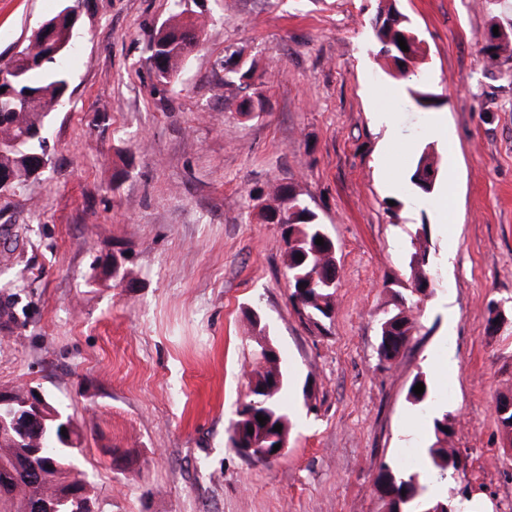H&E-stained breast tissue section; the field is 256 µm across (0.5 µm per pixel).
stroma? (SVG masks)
Masks as SVG:
<instances>
[{"mask_svg":"<svg viewBox=\"0 0 512 512\" xmlns=\"http://www.w3.org/2000/svg\"><path fill=\"white\" fill-rule=\"evenodd\" d=\"M63 5L0 0V61ZM378 6L189 0L202 41L163 86L148 42L174 0H83L63 60L70 97L48 123L52 164L0 197V226L19 231L0 283L22 291L20 326L0 335V390L33 386L62 404L97 512H384L380 465L423 453L438 408L457 417L466 468L426 488L454 501L468 487L485 512H512L495 414L512 395V319L485 332L489 303L512 304V78L481 54L490 24L512 22V0H396L441 101L429 112L392 93ZM229 54L253 66L267 112L240 115L225 95ZM382 108L396 120L388 147ZM436 118L448 139L431 135ZM426 148L438 183L454 181L453 255L439 193L410 188ZM273 183L297 186L336 243L324 329L289 300L282 229L261 211ZM420 230L432 293L406 349L383 362L380 324ZM116 258L132 284L113 279ZM253 311L290 378L288 448L269 463L241 456L228 432L259 351ZM419 373L435 406L406 398Z\"/></svg>","mask_w":512,"mask_h":512,"instance_id":"stroma-1","label":"stroma"}]
</instances>
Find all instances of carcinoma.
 Instances as JSON below:
<instances>
[{"mask_svg":"<svg viewBox=\"0 0 512 512\" xmlns=\"http://www.w3.org/2000/svg\"><path fill=\"white\" fill-rule=\"evenodd\" d=\"M186 8L175 11L160 26L148 43V60L156 78L168 83L174 78L187 54L194 48L190 35L200 31V24L187 17ZM50 31L31 34L25 44L10 58L13 71L0 78V173L11 175L15 187L29 182L31 172L51 161L47 147L46 121L68 99V81L60 69V61L68 53L63 40L72 25L70 14L59 11L46 20ZM378 55L388 61L391 75L413 83L410 95L415 104L428 108L423 100L429 95L417 72L422 58V41L411 28L394 0L380 6L373 26ZM406 40L408 50H401L398 37ZM488 69L502 72V66L512 62V37L495 45L481 47ZM253 77V67L237 66L233 56L224 58V90L234 95ZM438 172L434 154L425 149L416 159L410 177L411 189L432 193ZM271 200L272 224L283 227L285 260L289 273L291 301L300 318L320 328L331 319L338 272L335 256L329 246L315 243L330 236L315 211L300 197L291 184H273L268 188ZM410 287L395 294L393 308L381 323L378 357L392 361L406 348L416 330L417 310L422 294L430 287L425 267L429 263L427 241L421 236L412 240ZM303 259H297V255ZM19 293L0 297V331L18 324ZM252 394L243 410L237 411L231 423L232 446L249 445L262 433H271L282 425L281 433L289 434L290 420L282 403L288 388V374L277 350L270 344L260 345L258 361L249 372ZM427 383L422 375L414 376L408 388V400L415 404L431 401L432 392L426 386L417 395L413 387ZM29 388L18 386L0 391V415H25ZM266 417L261 423L257 415ZM456 416L443 411L433 418L434 441L425 451L426 471L445 481L461 470V458L448 440L444 428L456 426ZM253 433H248V429ZM71 441L59 434V422L30 420L15 430L11 437L0 435V512H35L36 505L47 504L56 512H92L95 501L89 485L72 476L73 460L81 452V437L69 428ZM384 512H448L450 501L426 499L420 473L403 471L382 464L375 481Z\"/></svg>","mask_w":512,"mask_h":512,"instance_id":"cac0c4a2","label":"carcinoma"}]
</instances>
